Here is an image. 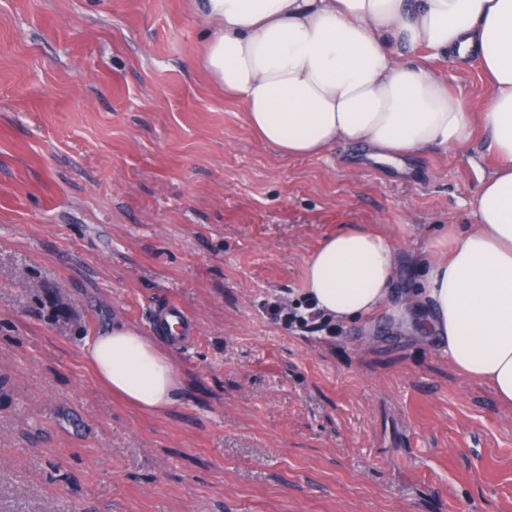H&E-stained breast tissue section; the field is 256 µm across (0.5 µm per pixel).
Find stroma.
<instances>
[{"instance_id":"stroma-1","label":"stroma","mask_w":512,"mask_h":512,"mask_svg":"<svg viewBox=\"0 0 512 512\" xmlns=\"http://www.w3.org/2000/svg\"><path fill=\"white\" fill-rule=\"evenodd\" d=\"M215 30L193 0H0V512H512V405L395 306L339 324L303 283L369 224L406 296L423 236L476 221L487 132L281 157L201 67ZM415 58L484 110L476 59ZM168 302L198 336L147 412L83 345Z\"/></svg>"}]
</instances>
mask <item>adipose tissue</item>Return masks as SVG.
Here are the masks:
<instances>
[{
	"label": "adipose tissue",
	"mask_w": 512,
	"mask_h": 512,
	"mask_svg": "<svg viewBox=\"0 0 512 512\" xmlns=\"http://www.w3.org/2000/svg\"><path fill=\"white\" fill-rule=\"evenodd\" d=\"M196 8L217 27L203 66L281 155H318L340 141L398 165L467 144L482 122L499 164L481 181L476 221L425 240L419 281L398 305L424 316L457 369L512 403V0H196ZM420 46L479 58L493 85L480 118L430 68L405 61ZM396 256L392 237L344 227L306 259L305 295L337 321L368 317L395 302ZM84 355L142 410H165L182 389L170 358L134 326L100 330Z\"/></svg>",
	"instance_id": "adipose-tissue-1"
}]
</instances>
